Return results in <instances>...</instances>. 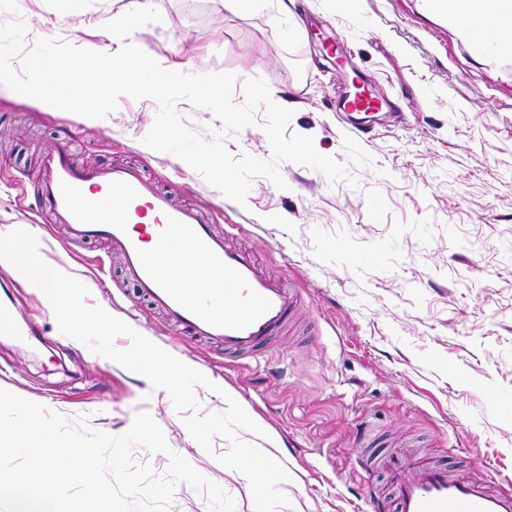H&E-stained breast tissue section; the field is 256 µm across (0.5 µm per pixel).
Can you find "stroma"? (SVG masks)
<instances>
[{"label":"stroma","mask_w":512,"mask_h":512,"mask_svg":"<svg viewBox=\"0 0 512 512\" xmlns=\"http://www.w3.org/2000/svg\"><path fill=\"white\" fill-rule=\"evenodd\" d=\"M155 25L134 31L144 52L184 61L190 73L263 78L293 110L290 132L347 165L330 181L282 162L287 183L252 181L246 205L209 185L173 154L147 147L157 105L149 99L92 94L93 116L58 112L23 96H0V226L28 224L46 258L90 291L88 305L131 321L133 329L231 392L277 441L272 454L290 475V506L276 512H370L382 469L357 462L365 434L376 455L416 441L458 471L491 466L512 475V56H475L462 28L424 12L420 0H276L249 13L226 0H148ZM116 0H0V53L13 60L17 84L30 63L53 51L100 43L98 15ZM300 35L288 38L289 24ZM338 30L347 70L398 98L402 120L355 138L336 115V57L321 34ZM256 123L227 137L233 155L272 157ZM70 147L76 163L142 167L210 224L234 227L235 244L252 251L270 276L296 285L297 324L259 358L179 335L124 280L101 242L66 243L62 226L32 207L44 150ZM18 316L34 318L43 342L0 339V388L91 428L124 434L146 412L172 450L235 501L255 512L239 472L217 457L221 436L204 452L169 394L82 343L60 346L54 314L27 285L13 292Z\"/></svg>","instance_id":"35a3bbf8"}]
</instances>
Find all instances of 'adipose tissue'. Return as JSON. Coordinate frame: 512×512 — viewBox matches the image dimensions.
I'll return each mask as SVG.
<instances>
[{
  "label": "adipose tissue",
  "instance_id": "ef3b65f1",
  "mask_svg": "<svg viewBox=\"0 0 512 512\" xmlns=\"http://www.w3.org/2000/svg\"><path fill=\"white\" fill-rule=\"evenodd\" d=\"M149 18L144 0H127L120 10L99 20L101 43L73 56L49 52L38 58L32 66L37 100L60 112H97L99 104L89 89L103 77L114 95L128 93L132 86L149 81L179 90L180 69L144 53L131 36Z\"/></svg>",
  "mask_w": 512,
  "mask_h": 512
}]
</instances>
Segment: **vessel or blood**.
<instances>
[{
  "mask_svg": "<svg viewBox=\"0 0 512 512\" xmlns=\"http://www.w3.org/2000/svg\"><path fill=\"white\" fill-rule=\"evenodd\" d=\"M422 7L463 28L482 57L498 54V23L512 20V0L488 7L482 0H422ZM392 106L367 82L337 101L360 132ZM39 202L71 240H102L117 248L127 279L182 335L207 339L228 354H253L289 319L293 293L260 275L250 253L228 245L194 209L175 205L140 168L78 166L67 147H52ZM180 267L190 268L192 278H177ZM215 273L223 276V287L214 285ZM0 335L21 342L38 337L31 323L18 321L2 302ZM385 465L394 477L392 491L387 498L372 493L374 512H512V489L493 488L486 477L461 478L401 451Z\"/></svg>",
  "mask_w": 512,
  "mask_h": 512,
  "instance_id": "1",
  "label": "vessel or blood"
}]
</instances>
